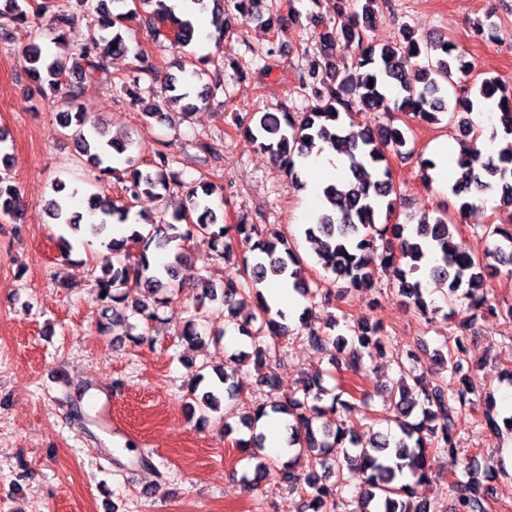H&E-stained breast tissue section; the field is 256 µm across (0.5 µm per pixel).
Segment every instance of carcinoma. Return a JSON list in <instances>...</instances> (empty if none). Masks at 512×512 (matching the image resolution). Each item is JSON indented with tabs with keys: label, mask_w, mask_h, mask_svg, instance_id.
Instances as JSON below:
<instances>
[{
	"label": "carcinoma",
	"mask_w": 512,
	"mask_h": 512,
	"mask_svg": "<svg viewBox=\"0 0 512 512\" xmlns=\"http://www.w3.org/2000/svg\"><path fill=\"white\" fill-rule=\"evenodd\" d=\"M319 12L311 15L316 24L325 25L319 35L318 54L325 63L312 60L307 78L315 93L316 103L299 116L292 112H262L252 116L238 131L257 148L271 156L288 180L300 182L303 162L316 142L321 141L340 149L349 157V168L343 187L328 183L322 188L327 207L310 224L302 225L303 235L317 242L318 263L336 280L345 284V291L365 293L372 289L378 271L392 276L400 296L408 299L424 317L435 315L438 307L427 304L421 282L412 275L428 263V275L448 286V302L467 301L464 318L449 331L446 352L437 354L442 369L449 372V381L426 384V371L413 351H406L400 363L401 375L396 388L380 389L390 404L392 421L398 435L380 434L369 444L361 445L354 438L348 419L359 412L354 391L340 388L337 393L322 386L320 373H314L283 389L274 376L258 372L260 386L267 388L266 399L249 402L251 410L241 416L240 424L250 432L247 439L236 445L250 451L252 467L242 472L243 481L252 487L268 477H278L288 490L302 500V512H337L345 484L344 470L361 474L359 491L348 512H439V507L417 495V487L432 480L431 460L443 459L448 464V488L455 503L454 512H487L493 488L483 482L478 469L459 468L457 435L459 422L473 404L477 393L474 375L478 365L468 357L467 341L475 324L492 315L512 318V305L502 306L489 299L483 291L486 273H496L499 267L512 266V226L488 225L484 233L493 238L485 258H475L458 250L454 244L457 224L448 211L429 222L415 224L390 222L397 202L398 189L388 165V156L403 155L408 145L407 130L387 124L357 125L354 116L362 112H399L412 119L435 124L439 116H447L450 125L473 132L464 112H473L488 101L498 100L499 125L493 127L491 138H500L504 146L495 155L483 156L481 151L467 148L464 158L457 161L462 175L450 186L459 197L471 192L498 195L504 206L512 209V93L495 77H485L470 87L471 95L460 99L455 87L461 77L471 73L453 43L440 37L416 39L409 32L391 43L376 45L368 32L376 22L378 0H312ZM265 0H188L176 14L169 0H76L77 10L59 11L49 19L55 30V44L67 53L53 57L43 53L33 42L26 48L30 62L29 78L42 94H50L59 107V124L74 129L75 147L87 163L112 175L122 184L124 198L136 201L142 195H154L159 189L184 184L183 171L176 169V159L163 149L151 151L150 169L142 170L128 159L124 170L110 165L112 155H123L134 147L127 137H107L106 124L100 117L85 112L78 103L75 86L65 83L67 57L75 59L74 69L84 79L107 80L109 72L105 58L126 55L132 38L126 36V22L137 9L153 8L159 26L154 37L175 40L190 46L195 42L193 19L203 12L211 13V36L217 41L232 26V21L245 24L262 13ZM96 16L98 36L79 49L69 46L67 30L77 21L78 12ZM43 5H31L30 0H6L0 8V29L9 23L40 16ZM347 17L340 27L328 21ZM344 42L352 49L353 69L340 70L330 61L336 43ZM138 65L126 75L123 87L130 98L136 97L134 87L140 75L155 70L148 56H136ZM200 77L197 71L188 78L169 76L165 81V97L146 112L149 118H159L161 107L181 105L184 113L198 110L205 100L194 95L191 79ZM66 183L57 181L52 194L44 201V211L51 223L62 229L57 243L60 257L67 260L72 251L69 234L80 228L82 215L71 211L59 199ZM224 197L218 188L199 178L186 195V203L164 226L152 225L147 233L135 231L116 239L104 235L109 224L126 221L130 205L117 204L108 194L89 195L88 209L98 222L89 224L91 233L102 237V243L112 252V264L102 268L98 277L100 297L105 302L103 315L112 323H121L128 314L139 315L146 322L158 318L157 309L170 302L169 294L177 288L180 267L187 260L191 242L200 240L211 246L217 256L232 265L220 287L202 277L200 304L221 300L224 323L237 327L249 339L246 349L230 368L217 372L224 393L237 398L239 389L234 378L243 363L254 359L262 366L271 352L283 348V341L294 335L288 325V314L272 310L261 288L269 281L284 279L292 289L310 304L321 295L311 288L301 275L302 260L279 230L257 224H224L219 221L215 197ZM22 201L16 186L0 175V216L19 217ZM154 248L167 254L168 261L154 267L148 250ZM378 256L380 266L373 264ZM141 287L139 296L131 295L130 282ZM254 295L252 307L244 308L240 297ZM197 312L186 320L181 338L190 346H199L204 338L198 330ZM307 341L316 348L333 347L338 358L355 366L368 356L386 355V339L381 327L365 324L350 336L335 339L310 331ZM198 383L189 388L187 399L203 414L218 409L219 397L213 391L197 395ZM486 410L479 426L496 436L512 435V416L498 417L493 394H484ZM289 417L287 429L288 460L278 464L264 454L263 434L256 432L258 423L269 414ZM343 456L336 457V449Z\"/></svg>",
	"instance_id": "cac0c4a2"
}]
</instances>
